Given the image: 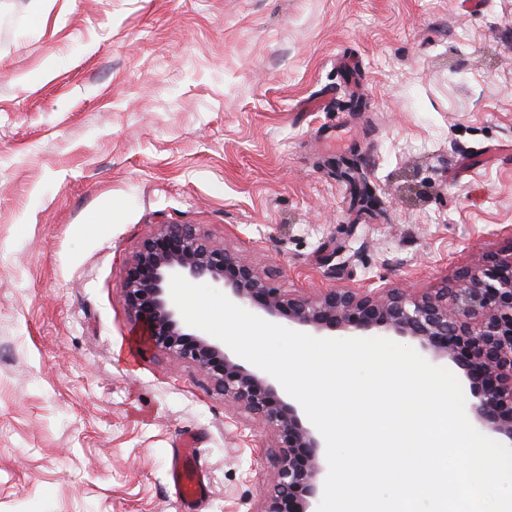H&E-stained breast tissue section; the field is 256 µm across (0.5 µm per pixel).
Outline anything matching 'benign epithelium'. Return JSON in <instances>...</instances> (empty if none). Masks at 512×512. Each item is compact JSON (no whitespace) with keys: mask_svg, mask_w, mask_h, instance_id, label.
Wrapping results in <instances>:
<instances>
[{"mask_svg":"<svg viewBox=\"0 0 512 512\" xmlns=\"http://www.w3.org/2000/svg\"><path fill=\"white\" fill-rule=\"evenodd\" d=\"M175 274L211 281L231 301L306 331L384 330L416 339L465 372L474 423L512 443V251L483 255L453 285L416 296L404 288L291 295L274 285L273 276L212 245L195 225L158 224L126 267L127 303L154 349L196 365L225 398L274 431L277 472L264 512H311L309 499L324 471L321 442L265 373L240 364L214 338L184 323L170 294Z\"/></svg>","mask_w":512,"mask_h":512,"instance_id":"benign-epithelium-1","label":"benign epithelium"}]
</instances>
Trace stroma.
I'll return each instance as SVG.
<instances>
[{
    "label": "stroma",
    "mask_w": 512,
    "mask_h": 512,
    "mask_svg": "<svg viewBox=\"0 0 512 512\" xmlns=\"http://www.w3.org/2000/svg\"><path fill=\"white\" fill-rule=\"evenodd\" d=\"M159 224L308 294L511 247L512 0H0V512H182L186 435L263 512L273 431L126 302Z\"/></svg>",
    "instance_id": "obj_1"
}]
</instances>
